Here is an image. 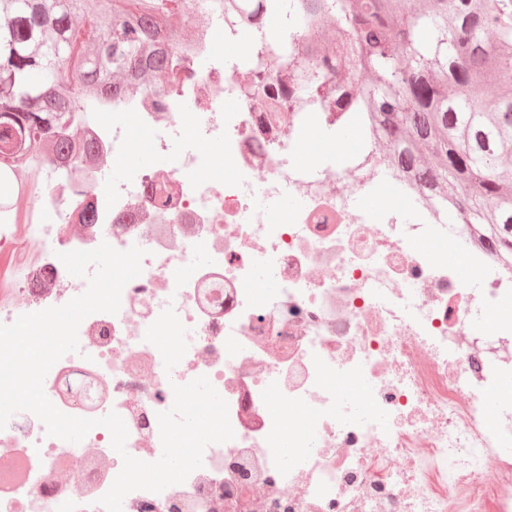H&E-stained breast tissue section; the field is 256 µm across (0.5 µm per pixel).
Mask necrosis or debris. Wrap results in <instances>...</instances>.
Here are the masks:
<instances>
[{
  "label": "necrosis or debris",
  "mask_w": 512,
  "mask_h": 512,
  "mask_svg": "<svg viewBox=\"0 0 512 512\" xmlns=\"http://www.w3.org/2000/svg\"><path fill=\"white\" fill-rule=\"evenodd\" d=\"M190 23L192 80L102 103L88 126L124 169L96 183L94 223L74 225L76 181L51 164L28 209L0 212V253L21 257L0 269L1 324L86 290L61 253L145 252L118 313L86 317L47 373L57 409L117 413L128 453L153 462L173 385L207 377L228 404L233 439L183 483L128 493L122 512H512V320L482 322L512 310V266L412 189L416 222L370 213L381 150L340 163L331 139L316 167L299 164L321 113L283 124L243 95L239 66L211 50L224 0H200ZM126 112L146 139L135 165ZM215 144L234 178L212 174ZM122 465L106 428L71 443L16 413L0 430V512H105Z\"/></svg>",
  "instance_id": "1"
}]
</instances>
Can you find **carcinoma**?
Here are the masks:
<instances>
[{"label": "carcinoma", "instance_id": "obj_1", "mask_svg": "<svg viewBox=\"0 0 512 512\" xmlns=\"http://www.w3.org/2000/svg\"><path fill=\"white\" fill-rule=\"evenodd\" d=\"M194 0H98L104 35L80 40L84 0H0V205L22 187L15 168L100 161L84 137L101 100L176 88L193 76L182 33ZM253 0L283 42L275 67L251 60L271 112L313 106L336 126L375 132L387 169L410 180L437 216L454 215L512 262V0ZM78 75L63 82L57 60ZM341 69L340 85L329 76ZM498 93L488 97L484 89Z\"/></svg>", "mask_w": 512, "mask_h": 512}]
</instances>
